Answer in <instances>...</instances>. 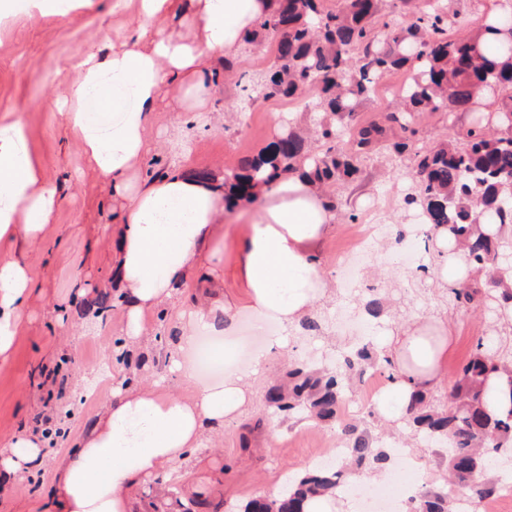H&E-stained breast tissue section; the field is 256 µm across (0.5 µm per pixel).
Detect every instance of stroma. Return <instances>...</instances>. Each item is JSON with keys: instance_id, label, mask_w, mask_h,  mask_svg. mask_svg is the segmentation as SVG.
Listing matches in <instances>:
<instances>
[{"instance_id": "1", "label": "stroma", "mask_w": 512, "mask_h": 512, "mask_svg": "<svg viewBox=\"0 0 512 512\" xmlns=\"http://www.w3.org/2000/svg\"><path fill=\"white\" fill-rule=\"evenodd\" d=\"M140 23L136 0H99L96 7L64 17H18L0 30V121L25 126L45 176L62 198L40 240L0 245V252H11L27 264L33 281L12 353L0 361V449L30 433L45 435L52 449L40 467L0 486V512H54L56 466L75 450L116 382L158 381L173 395L188 393L186 384L170 370L173 336L180 331L176 310L192 306L203 296L205 285L196 273H189L174 307L163 316L147 317L142 341L119 349L125 308L112 279L116 202L109 184L88 166L55 106L71 79L67 71L71 59L93 45L108 48ZM233 62L234 73L219 76L223 120L213 131L190 135L186 147L177 145V95L166 94L149 132L162 155L155 171H165L168 157L174 156L193 172H230L241 159L267 147L283 123L298 129L310 126L313 115L305 105L280 97L253 101L238 85L237 73L255 81L267 73L273 63L268 51L247 45ZM407 77L403 69L379 77L373 93L356 110L358 121L381 118L399 107ZM484 118L480 111L428 112L415 123L417 137L427 146L459 144L466 130ZM358 166L355 181L336 185V201L344 215L337 218L321 250V269L331 287L313 307L322 323L320 335H302L297 326L283 331L287 356L270 361L256 376L255 403L177 467L173 479L179 488L195 485L213 501L240 507L250 497L274 494L284 474L307 469L314 451L337 442L335 432L312 422L268 413L262 395L270 383L285 378L291 358L308 360L314 351L333 353L360 341L354 324L362 315L336 270L340 253L349 247L348 214H355L357 223L384 228L354 272L359 287L375 289L385 309L371 325L373 345L393 348L418 319L441 321L452 336L444 382L432 391L441 400L446 399L456 370L469 358L488 321L486 311L452 303L432 273L419 272L422 264L430 270L436 267V251H420L415 265L395 259L401 248L399 231H413L420 223L417 209L403 203L415 187L411 153L384 150L361 159ZM100 295L108 296L112 304L103 317L85 306ZM74 352L81 366L62 367V358ZM106 356L113 359L112 371L101 377L97 371ZM373 398L370 385L361 383L345 396L342 416L376 435L388 421ZM59 428L64 431L60 437L55 434Z\"/></svg>"}]
</instances>
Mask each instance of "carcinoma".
Listing matches in <instances>:
<instances>
[{
	"label": "carcinoma",
	"instance_id": "1",
	"mask_svg": "<svg viewBox=\"0 0 512 512\" xmlns=\"http://www.w3.org/2000/svg\"><path fill=\"white\" fill-rule=\"evenodd\" d=\"M277 7L245 41L261 40L274 51V65L267 75L265 97L299 99L315 88L318 97L316 147L289 126L262 153L244 158L238 169L224 174L225 201L236 206L253 203L257 188L299 172L316 186L327 189L358 172L355 162L389 140L394 126L407 132L405 116L389 112L380 121L356 123V107L368 95L376 78L406 69L404 112H468L481 87L505 90L491 124H475L466 132V146H419L413 162L416 193L405 196L408 206L422 205L431 228H448L464 249L484 290L452 288L458 303L486 308L499 322L512 316V265L499 257L512 249L501 233H489L484 224H512V44L482 40V35L505 33L501 19L486 16L478 30L458 32V14H448L446 0H420L416 20L393 31L382 42L372 36L383 0H343L333 9L321 0H276ZM359 56H354V52ZM348 132V148L338 147L341 131ZM512 364L496 358L495 336L483 333L474 350L448 387L447 406L427 400V393L413 396L403 423L412 438L448 450V475L432 489L420 493L417 512H460L448 496V485L462 488L475 501L493 494L486 472L499 468L498 460L512 456V408L491 414L484 401L487 374ZM368 371L388 381L400 369L389 355L373 347L343 355L334 370L296 367L289 372L288 387L266 389L267 408L275 413L310 418L336 430L347 448L346 458L381 470L391 461L383 439L341 420L344 395L355 378ZM345 484L338 466L309 468L287 477L274 496L255 497L244 512H304L307 501L333 494ZM172 512H220L224 503L204 495L187 502L180 491L170 490Z\"/></svg>",
	"mask_w": 512,
	"mask_h": 512
}]
</instances>
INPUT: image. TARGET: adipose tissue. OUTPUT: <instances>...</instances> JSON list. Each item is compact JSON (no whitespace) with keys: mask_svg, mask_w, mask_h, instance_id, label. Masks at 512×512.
<instances>
[{"mask_svg":"<svg viewBox=\"0 0 512 512\" xmlns=\"http://www.w3.org/2000/svg\"><path fill=\"white\" fill-rule=\"evenodd\" d=\"M93 2L0 0V26L20 15L65 16ZM273 7V0H137L138 29L109 54L93 49L69 64L74 78L60 101L62 118L88 164L121 201L112 214L120 226L112 241V276L123 292L129 344L140 343L146 317L172 304L189 271L218 277L229 237L247 290L245 308L256 320L291 327L327 291L318 253L336 214L307 177L294 173L259 188L250 228L236 236L224 222L223 178H195L176 162L164 176L144 174L152 154V114L166 90L179 92V125L205 131L219 105L214 60L237 55ZM175 19L190 21L194 37L152 28ZM60 204L24 126L0 124V243L38 241ZM434 239L442 281L463 286L469 279L463 252L447 230ZM31 288L26 264L0 256V360L11 354ZM215 310L207 296L179 313L185 329L175 367L184 379L193 377L184 357ZM447 348V334L427 332L424 323L406 330L395 348L402 376L375 399L377 409L404 415L413 395L438 381ZM251 373L230 371L218 381L195 382L185 398L156 383L113 386L101 415L55 473L56 512H136L144 476L186 461L252 405ZM45 446V440L19 436L0 452V481L37 467Z\"/></svg>","mask_w":512,"mask_h":512,"instance_id":"1","label":"adipose tissue"}]
</instances>
